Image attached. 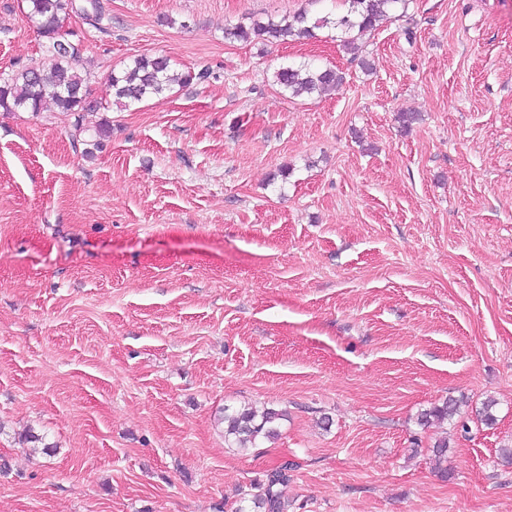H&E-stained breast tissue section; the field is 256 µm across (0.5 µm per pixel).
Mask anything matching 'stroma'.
Listing matches in <instances>:
<instances>
[{
  "mask_svg": "<svg viewBox=\"0 0 512 512\" xmlns=\"http://www.w3.org/2000/svg\"><path fill=\"white\" fill-rule=\"evenodd\" d=\"M99 2L68 25L95 98L141 55L209 76L87 113L90 159L0 112V512H234L287 459L288 512H512V0H409L367 70L328 28L224 37L344 0ZM40 43L0 0V79ZM304 62L342 85H276ZM228 405L278 438L228 445ZM274 78L282 90L293 96L302 93L322 94L336 88L343 81L342 75L334 68L313 67L304 63L283 66L275 72ZM459 412V405L456 400L448 399L441 405L432 406L429 409L423 410L418 418L419 424L422 426H429L435 421L452 420Z\"/></svg>",
  "mask_w": 512,
  "mask_h": 512,
  "instance_id": "35a3bbf8",
  "label": "stroma"
}]
</instances>
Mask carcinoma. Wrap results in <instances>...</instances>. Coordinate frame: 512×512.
Masks as SVG:
<instances>
[{"label": "carcinoma", "instance_id": "1", "mask_svg": "<svg viewBox=\"0 0 512 512\" xmlns=\"http://www.w3.org/2000/svg\"><path fill=\"white\" fill-rule=\"evenodd\" d=\"M28 18L37 23L43 38L41 48L44 66L40 69H21L0 83V111L7 113L30 112L39 114L53 110L74 116V131L83 137V155L94 156L111 135L110 121L104 120L93 132L82 126L83 113L100 109L109 110V104L93 98L89 84L90 74L80 68L84 53L81 43L67 39L64 22L73 15L84 23L101 28L103 15L99 0H24ZM347 10L333 18L323 16L312 19L306 12H298L279 20L255 22L246 27L236 25L224 30L228 40L250 41L252 39L286 42L314 37V30L331 27L340 34L341 42L348 49L367 32L376 28L383 20L391 18L396 10L406 5L407 0H346ZM207 72L197 74L180 71L168 56H139L112 70L109 86L112 104L127 107L149 97L170 92L176 86L193 79H205ZM276 84L295 96L302 93L322 94L336 88L343 77L336 69L309 64L287 65L274 75ZM459 412L456 400L448 399L420 413L419 424L428 426L435 421L451 420ZM282 414L266 408L259 412L253 408L224 409V439L240 448H250L261 439L269 440L278 435V421ZM296 464L284 461L267 474L266 482L258 485L257 494L251 499L241 500L236 512H287L286 502L278 487L287 483L289 472Z\"/></svg>", "mask_w": 512, "mask_h": 512}]
</instances>
